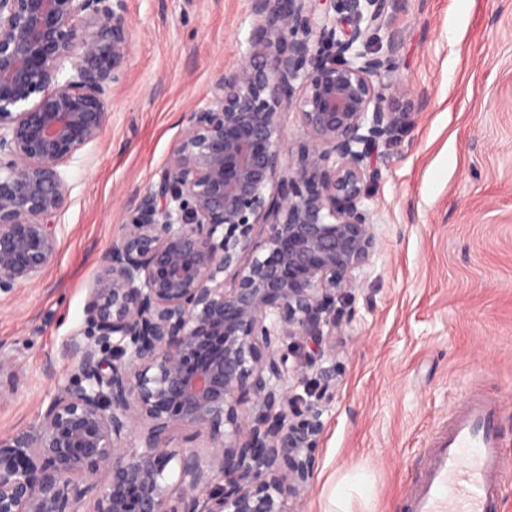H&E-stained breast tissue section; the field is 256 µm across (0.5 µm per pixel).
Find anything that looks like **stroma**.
Instances as JSON below:
<instances>
[{"label":"stroma","mask_w":512,"mask_h":512,"mask_svg":"<svg viewBox=\"0 0 512 512\" xmlns=\"http://www.w3.org/2000/svg\"><path fill=\"white\" fill-rule=\"evenodd\" d=\"M134 46L101 136L60 173L70 205L57 253L34 285L0 295V350L19 372L1 388L0 434L29 429L76 377L66 342L83 334L102 259L139 190L158 182L186 112L208 105L219 70L244 59L249 0H126ZM396 79L414 96L408 129L375 154L363 206L375 245L351 272L330 352L289 378L322 430L303 512H327L347 472L373 477L353 512H406L429 434L472 388L499 395L512 458V0H396ZM328 393H311L319 373Z\"/></svg>","instance_id":"obj_1"}]
</instances>
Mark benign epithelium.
<instances>
[{"label":"benign epithelium","mask_w":512,"mask_h":512,"mask_svg":"<svg viewBox=\"0 0 512 512\" xmlns=\"http://www.w3.org/2000/svg\"><path fill=\"white\" fill-rule=\"evenodd\" d=\"M125 2L0 0V293L56 256L60 167L102 134L132 53ZM326 2L250 0L248 55L186 113L103 258L84 308L94 341L66 344L78 382L31 430L0 436V512H81L87 497L94 512H298L286 505L314 474L321 424L283 380L343 324L336 302L374 246L373 158L410 118L398 36L367 49L395 0H344L341 36L317 16ZM294 102L306 141L283 171L279 112ZM286 338L313 345L307 364L288 366ZM176 429L205 452L186 448L171 486Z\"/></svg>","instance_id":"benign-epithelium-1"}]
</instances>
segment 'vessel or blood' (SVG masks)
<instances>
[{"instance_id": "vessel-or-blood-1", "label": "vessel or blood", "mask_w": 512, "mask_h": 512, "mask_svg": "<svg viewBox=\"0 0 512 512\" xmlns=\"http://www.w3.org/2000/svg\"><path fill=\"white\" fill-rule=\"evenodd\" d=\"M499 398L470 397L447 432L424 450L425 472L407 495L409 512H497L507 470L497 424Z\"/></svg>"}]
</instances>
